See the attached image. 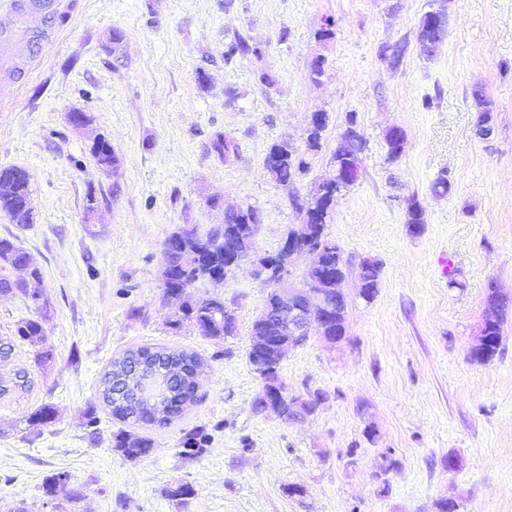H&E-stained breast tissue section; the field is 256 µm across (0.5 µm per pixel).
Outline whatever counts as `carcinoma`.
I'll return each mask as SVG.
<instances>
[{
    "label": "carcinoma",
    "instance_id": "1",
    "mask_svg": "<svg viewBox=\"0 0 512 512\" xmlns=\"http://www.w3.org/2000/svg\"><path fill=\"white\" fill-rule=\"evenodd\" d=\"M262 52L260 45L250 43L243 37L224 46V64L231 65L236 60L249 54ZM473 100L478 109L477 123L492 126L491 103L480 92L473 93ZM328 116H323L322 124L309 129L306 149L302 154L292 153L283 144L272 145L265 157L270 161L279 156V162L266 166L272 178L279 184L286 185L294 178L307 171V156L321 149L322 133L327 127ZM362 142L356 129V120L349 119V126L341 135L333 152L331 163L334 171L341 174L350 172L352 181L342 184L330 177L319 182L314 191L305 198L293 199L296 208L305 211L306 224L311 229L312 245L319 249L321 263L307 272L308 287L317 291L318 300H327L333 308L326 312L327 334L346 336V299L338 285L342 283L344 260L340 247L325 232L329 223L337 196L357 181L360 169L359 151ZM89 153L100 169L112 173L119 167V159L112 151L106 138L95 139L89 147ZM0 212L12 223L24 226L33 221L30 206V187L28 175L17 168L0 170ZM260 223L258 211L248 206L225 212L224 226L212 227L206 232L197 231L196 227H179L171 232L163 243V293L169 295L184 285H193L201 280L215 281V276H224V235L235 231L237 249L242 257L247 258L255 252V237ZM405 223L410 231L415 232L424 223L423 209L414 199L409 200ZM8 264L25 272L19 280L0 278V293H14L35 306L36 317L17 321L13 333L0 336V358L9 359L20 345L37 349L40 362L46 363L53 358V352L46 347V308L43 275L27 251L8 238L0 239V265ZM380 266L377 262L366 260L361 264L360 296L367 302L374 299L378 290ZM280 296L273 290L267 297L265 309L252 324V335H279L275 325L267 319V309L277 304ZM188 323L199 335L220 340L233 334L236 326L224 329V299L216 296H201L183 301ZM504 300L497 291L492 290L486 300V310L480 334L483 342L472 351V357L484 361L494 357L501 347V324L503 320ZM151 367L153 379L159 383L158 388L150 394V400L139 404L122 391L116 380L120 376L129 377L140 365ZM197 356L182 349L156 348L138 346L126 349L113 358L100 380L102 404L120 427L112 432V452L130 462L148 458L156 449V440L151 431L164 428L173 419L185 415L200 401L199 383L195 378ZM31 380L28 372L17 370L7 380L0 378V399L11 398L29 391ZM56 420L55 408L42 404L26 417V430L33 435H41L43 429ZM210 433L205 424L195 425L180 430L177 440L179 454L188 460L198 458L207 452ZM43 494L50 500L75 502L82 498V490L72 484L71 475L58 471L43 482ZM194 488L188 483H178L166 490V495L180 505L187 504L194 496Z\"/></svg>",
    "mask_w": 512,
    "mask_h": 512
}]
</instances>
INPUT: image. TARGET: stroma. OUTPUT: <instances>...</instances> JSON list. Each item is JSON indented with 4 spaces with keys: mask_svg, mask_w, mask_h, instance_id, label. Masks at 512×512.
I'll return each mask as SVG.
<instances>
[{
    "mask_svg": "<svg viewBox=\"0 0 512 512\" xmlns=\"http://www.w3.org/2000/svg\"><path fill=\"white\" fill-rule=\"evenodd\" d=\"M434 0H61L63 21L40 63L0 78V170L31 175L32 224L0 214L43 273L50 303L42 364L33 348L0 361V376L26 369L29 392L0 401V512H512V0H444L449 25L434 56L417 42ZM334 34L319 41L326 19ZM124 34L106 49L112 30ZM260 55L224 63L237 37ZM403 45L399 66L384 47ZM319 80L309 77L315 56ZM209 75L199 87L197 70ZM275 77L273 86L260 81ZM492 104L494 132L474 133L473 90ZM91 117L82 130L67 115ZM328 115L322 149L288 185L264 166L272 144L305 148L310 116ZM356 119L363 138L357 181L336 199L326 232L342 250L346 337L312 332L288 350L280 379L289 394L325 392L288 424L253 402L262 383L247 352L270 285L250 262L188 297L217 295L237 320L234 335L199 336L162 291L161 251L176 228L204 231L229 207L251 206L258 253L275 252L304 222L294 196L331 169L336 143ZM401 128V155L385 135ZM234 152L218 156L216 133ZM108 139L120 161L103 173L88 148ZM448 174L450 193L433 192ZM97 210L86 218L88 193ZM425 223L414 234L405 200ZM381 266L376 297L359 296L360 264ZM507 304L500 352L476 361L486 298ZM139 315H130V308ZM151 344L201 358L200 403L157 436L147 459L114 454L116 427L99 381L123 350ZM57 420L37 438L23 419L41 404ZM96 407L89 438L82 413ZM215 425L208 452L182 459L181 429ZM390 453L396 466L378 468ZM68 471L84 496L52 504L41 483ZM191 484L184 507L167 497ZM299 486L303 496H288Z\"/></svg>",
    "mask_w": 512,
    "mask_h": 512,
    "instance_id": "35a3bbf8",
    "label": "stroma"
}]
</instances>
